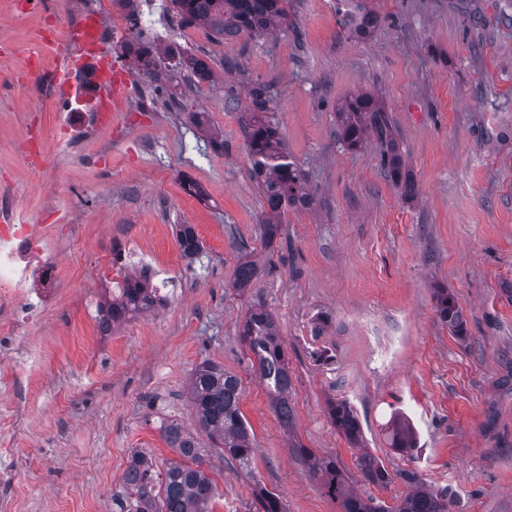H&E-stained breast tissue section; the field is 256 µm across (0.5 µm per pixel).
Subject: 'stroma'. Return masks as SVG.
<instances>
[{
  "label": "stroma",
  "mask_w": 512,
  "mask_h": 512,
  "mask_svg": "<svg viewBox=\"0 0 512 512\" xmlns=\"http://www.w3.org/2000/svg\"><path fill=\"white\" fill-rule=\"evenodd\" d=\"M43 2L22 14L0 0V193L47 225L58 267L47 312L20 340L14 384L0 387V435L5 410L20 416L12 447H0V464L16 474L0 502L109 512L133 452L160 470L174 459L161 420L196 430L188 382L207 359L240 378L255 471L286 512H341L297 441L336 459L365 497L395 503L408 490L401 472L414 471L448 490L451 512H512V0H372L380 22L364 39L342 29L336 0H293L292 27L260 39L220 41L188 27L181 46L208 62L209 80L182 85L162 71L147 116H135L139 94L128 90L108 128L68 156L55 152L57 114L38 80L58 60L33 50L45 30L68 34L83 0ZM228 57L236 69L225 70ZM254 82L271 86L269 117L313 204L288 211L275 272L241 293V255L263 252L242 131ZM363 91L387 110L416 202L385 175L378 143L351 151L338 138V105ZM32 128L47 144L40 173L22 159ZM180 224L204 243L195 261L180 252ZM118 237L170 278L161 306L102 337L98 306L112 280L100 266ZM439 286L461 310L466 340L441 324ZM255 304L275 315L288 351L290 437L239 337ZM332 399L359 414L368 448L394 475L388 486L362 481L357 449L330 420ZM395 412L416 430L412 453L387 440ZM205 470L217 487L213 512H255L253 485L234 463L212 453Z\"/></svg>",
  "instance_id": "35a3bbf8"
}]
</instances>
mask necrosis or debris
Returning a JSON list of instances; mask_svg holds the SVG:
<instances>
[{
	"label": "necrosis or debris",
	"instance_id": "1",
	"mask_svg": "<svg viewBox=\"0 0 512 512\" xmlns=\"http://www.w3.org/2000/svg\"><path fill=\"white\" fill-rule=\"evenodd\" d=\"M165 0H139L135 16H114L108 11L107 0H88L83 13L72 26L82 31L91 25L98 40V52L86 56L82 67L57 73L48 71L41 78L45 95L55 104L57 115L56 145L65 155L87 141L90 132L102 127L105 115L95 103L103 94L107 73L116 65L106 55L112 44L118 43L127 30L140 34L139 41L128 42V54H135L139 44L169 45L176 38V19H164ZM56 276V265L47 253L46 242L36 225L13 216L0 224V310L22 306L24 317L0 324V385H8L9 371L5 361L12 358V337L27 329L26 315L39 313L47 305Z\"/></svg>",
	"mask_w": 512,
	"mask_h": 512
}]
</instances>
